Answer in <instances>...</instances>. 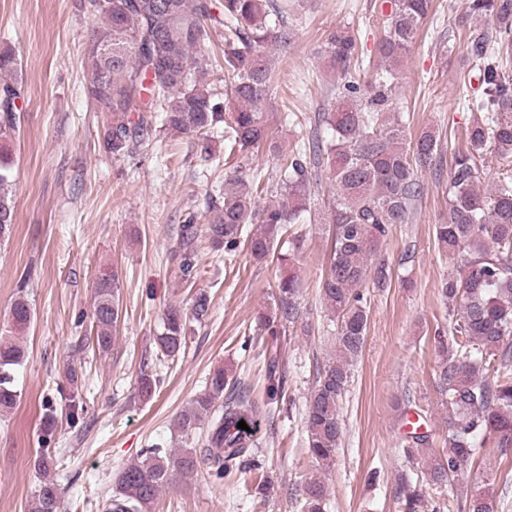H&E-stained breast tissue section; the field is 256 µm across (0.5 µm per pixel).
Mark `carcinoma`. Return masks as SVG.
Listing matches in <instances>:
<instances>
[{"mask_svg": "<svg viewBox=\"0 0 512 512\" xmlns=\"http://www.w3.org/2000/svg\"><path fill=\"white\" fill-rule=\"evenodd\" d=\"M384 15L386 35L379 45L383 72L366 80L353 35L344 28L329 32L319 53L336 73V104L322 121L332 135L312 140L313 159L332 174L336 195L327 223L334 225L328 265L320 288L336 326V355L317 372L308 399L305 428L308 453L319 470L331 467L342 436L340 401L351 378L353 360L361 352L368 323L367 286L385 288L388 266L373 257L399 224H409L425 190L419 171L435 164L438 137L426 130L409 139L404 113L392 111L394 70L407 53L431 12L432 0H388ZM93 32L85 47L86 91L97 110L110 115L103 144L112 157L132 155L156 132V118L166 128L193 139L196 153L213 158L215 139L224 141L228 154L249 158L269 140L264 112L277 82L273 51L288 48V18L299 7L296 0H222L224 26V89L202 82L211 58L197 55L210 40L212 18L206 0H89ZM463 19L494 23L470 32L469 55L475 61L482 93L467 99V108L483 118L465 129L467 147L453 154L448 175V221L435 225L438 244L460 258L456 273L442 283L450 303L448 333L433 336L442 361L436 388L448 407L444 448H432L426 432H410L404 453L419 450L429 485L440 488L472 459L480 438H491L502 458L512 457V72L502 59L512 57V0H464ZM22 86L12 49L0 51V240L10 237L15 224L12 194L15 160L6 146L18 128L16 101ZM278 160L275 187L258 184L256 193L276 190L279 200L256 208L245 176L237 171L224 177L217 197H209L210 219L204 224L187 217L180 226L183 277L197 275L193 246L208 240L230 254L241 238L251 257L261 263L274 250L288 226L305 224L311 214L310 161L303 147L272 144ZM494 151L501 177L482 190L479 162ZM256 224L243 236V226ZM119 273L108 271L95 286L93 318L95 346L112 349V331L122 317ZM281 318L262 317L261 329L278 349L286 324L298 321L299 278L288 275L277 284ZM210 301L201 293L192 305V317L209 316ZM33 318L24 297L11 307V325L24 331ZM187 320L176 306L167 308L156 343L169 358L180 355L187 343ZM25 351L0 337V412L14 408L20 393L14 371ZM157 375L142 370L139 396L148 399ZM228 379L216 368L203 391L176 421L185 447L148 448L141 460L117 475L108 512H153L162 491L177 478H186L205 466L224 476L237 460L256 445L269 414L264 406L243 396L224 398ZM285 377L271 369L267 397L286 398ZM210 425H204L205 419ZM245 421L249 430L237 428ZM55 460L43 449L34 460L38 483L32 491L33 512H60L61 488L51 475ZM304 512H325L329 485L311 476L303 489ZM402 512H420L422 493L408 487L397 491ZM496 499L487 482L466 500V512H496Z\"/></svg>", "mask_w": 512, "mask_h": 512, "instance_id": "1", "label": "carcinoma"}]
</instances>
